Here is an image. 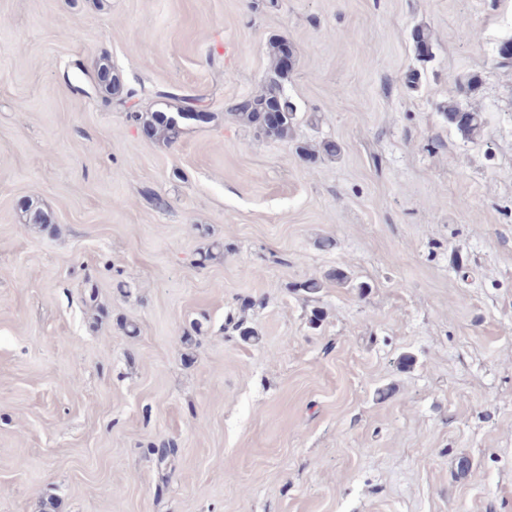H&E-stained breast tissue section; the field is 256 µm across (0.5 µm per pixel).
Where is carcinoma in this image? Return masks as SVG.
Listing matches in <instances>:
<instances>
[{
	"label": "carcinoma",
	"mask_w": 512,
	"mask_h": 512,
	"mask_svg": "<svg viewBox=\"0 0 512 512\" xmlns=\"http://www.w3.org/2000/svg\"><path fill=\"white\" fill-rule=\"evenodd\" d=\"M286 40L276 38L269 43L268 54L271 59L272 76L264 90L253 96L240 100L234 107L237 118L245 125L252 127L257 133L271 140H286L295 122V108L290 99L281 91L280 79L285 74L282 64L283 46ZM197 97L182 99L183 111L173 116L169 112L156 111L143 120V128L148 135L162 143H172L181 134L179 120H194L199 113L193 111V101ZM272 101H277L282 109V116L274 126L267 125L264 108ZM448 124L461 135L473 139L480 136L483 128L482 114L462 107L457 101H448L445 109Z\"/></svg>",
	"instance_id": "cac0c4a2"
}]
</instances>
